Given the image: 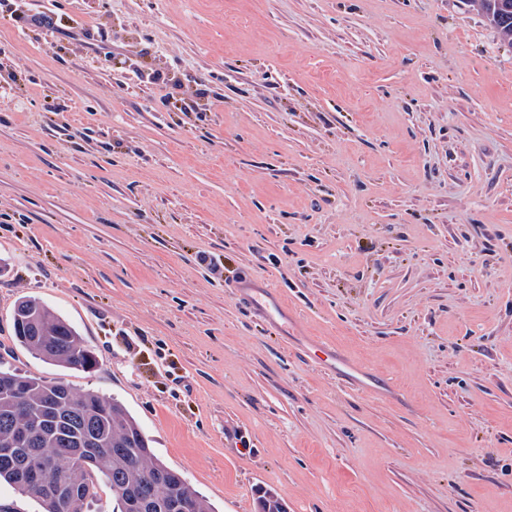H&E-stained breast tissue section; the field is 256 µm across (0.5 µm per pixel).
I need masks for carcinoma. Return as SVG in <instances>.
I'll list each match as a JSON object with an SVG mask.
<instances>
[{
    "mask_svg": "<svg viewBox=\"0 0 512 512\" xmlns=\"http://www.w3.org/2000/svg\"><path fill=\"white\" fill-rule=\"evenodd\" d=\"M488 20L501 41L512 45V0H468ZM14 340L32 355L65 368L84 372L98 365L95 352L78 331L60 314L36 297L22 296L12 315ZM21 387L28 413L14 411L7 386ZM55 393L64 409L70 411L69 425L62 429L35 430L30 449L53 463L51 478L77 490L60 499L52 493L26 484L20 477L26 456L0 461V482L35 501L40 512H91L103 487L112 489L119 512H126L125 494L140 483L151 484L158 502L174 494L189 500L192 512H215L181 472L160 461L149 440L122 404L86 390L76 391L61 381H45L0 365V445L12 440L16 431L29 427L32 419L48 416L45 400ZM91 431L102 448L94 464L83 465L68 451L69 440Z\"/></svg>",
    "mask_w": 512,
    "mask_h": 512,
    "instance_id": "obj_1",
    "label": "carcinoma"
}]
</instances>
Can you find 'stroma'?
I'll list each match as a JSON object with an SVG mask.
<instances>
[{
    "label": "stroma",
    "mask_w": 512,
    "mask_h": 512,
    "mask_svg": "<svg viewBox=\"0 0 512 512\" xmlns=\"http://www.w3.org/2000/svg\"><path fill=\"white\" fill-rule=\"evenodd\" d=\"M57 3L65 36L0 19V353L119 401L217 512H512V47L467 0ZM23 295L93 372L14 342ZM147 77L152 84L164 91L162 96L163 103L167 105L170 112H192L193 106L183 97H177L176 86L170 83V80L158 71L147 73ZM234 288L240 297L262 308L271 325H280V322L288 323V319L292 318L288 303L265 281L257 280L252 276H243L235 283ZM321 351L324 352L325 354L331 356L333 359V363H335V365H336V362L339 364V366L345 372L347 377H349L350 379H352L353 381H355L357 383V386L361 392H364V393H367L368 391L376 392V391L372 390L371 388H369L368 386H365L364 384H362L357 379L358 376L362 375V369L360 368V366L354 359H352L351 357L342 355L336 349L334 351L322 349Z\"/></svg>",
    "instance_id": "stroma-1"
}]
</instances>
